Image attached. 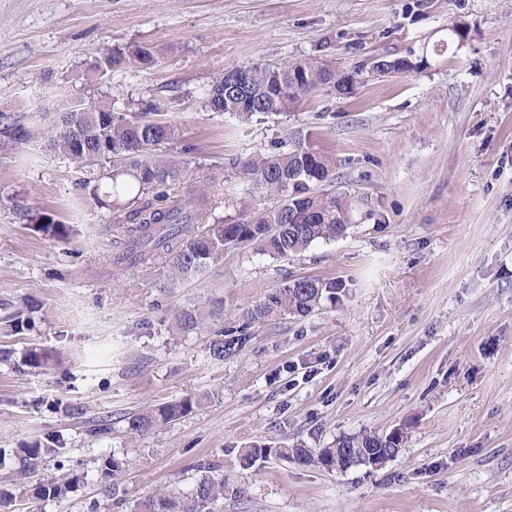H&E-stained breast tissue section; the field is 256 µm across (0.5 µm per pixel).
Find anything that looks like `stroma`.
<instances>
[{
	"instance_id": "1",
	"label": "stroma",
	"mask_w": 512,
	"mask_h": 512,
	"mask_svg": "<svg viewBox=\"0 0 512 512\" xmlns=\"http://www.w3.org/2000/svg\"><path fill=\"white\" fill-rule=\"evenodd\" d=\"M143 42L156 67L87 85L95 57ZM410 53L429 67L368 71ZM322 55L363 68L352 96L316 91L247 123L201 105L225 67ZM96 93L159 104L176 132L165 152L228 222L241 198L269 203L235 162L304 139L336 161L326 190L347 201L348 230L284 258L228 252L171 292L170 256L118 270L125 209L95 208L41 135ZM1 112L30 136L0 150V448L46 452L27 470L0 463V512H137L151 493L191 492L202 463L228 482L213 512H512V0H0ZM37 211L71 235L36 232ZM304 277L327 287L311 314L211 357L216 332ZM217 304L179 330L181 309ZM188 394L194 412L129 438L128 416ZM396 428L406 443L378 471L239 464L254 442L328 448ZM112 457L123 467L107 477ZM70 478L65 497L29 494Z\"/></svg>"
}]
</instances>
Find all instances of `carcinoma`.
<instances>
[{"label": "carcinoma", "instance_id": "cac0c4a2", "mask_svg": "<svg viewBox=\"0 0 512 512\" xmlns=\"http://www.w3.org/2000/svg\"><path fill=\"white\" fill-rule=\"evenodd\" d=\"M420 57L380 56L370 66L372 73L417 72ZM159 62L157 47L142 43L127 49L115 48L95 58L86 81L95 86L109 71L125 66L148 70ZM361 70L339 72L322 58L284 63L276 68L258 65L224 69L204 92L202 104L212 112H224L241 121L256 115L280 116L301 96L317 90L336 92L341 86L356 88ZM89 112H60L42 135L49 147L66 156L79 172L89 174L84 185L100 208L130 205L129 223L118 227L124 239L117 265L131 270L145 265L157 254L172 255L164 284L168 288L188 278L204 275L224 262L229 250H252L273 257L305 252L313 243L343 234L348 226V205L341 197L329 196L322 186L332 179V157L302 141L292 147L233 162L239 177L263 190L271 205L263 209H241V220L230 224L217 219L198 233L199 223L210 209V199L199 189L192 171L169 157L160 146L171 141L174 128L150 120L147 112L158 110L150 104L145 112H120L112 98L104 95L87 102ZM3 144L17 143L27 136L25 126L15 117L0 113ZM35 230L64 239L69 228L49 214L36 217ZM326 291L323 284L300 278L268 293L244 314L236 329L219 332L212 340L211 357L222 360L235 355L251 341L250 329L287 315L304 317L319 304ZM204 312L186 309L178 315L184 331L203 325ZM203 398L189 394L164 406L127 417V432L143 436L192 413ZM405 444L404 431L363 432L344 435L331 448H273L253 443L241 448L240 466L247 470L274 454L299 466H315L328 471L351 467L372 468L366 456L375 455L386 465ZM71 482H51L34 490L37 498H61ZM224 476L205 467L190 494L157 492L137 504L138 512H212V505L224 498Z\"/></svg>", "mask_w": 512, "mask_h": 512}]
</instances>
